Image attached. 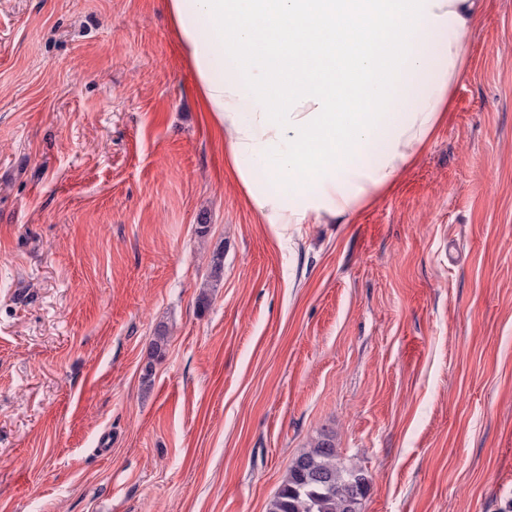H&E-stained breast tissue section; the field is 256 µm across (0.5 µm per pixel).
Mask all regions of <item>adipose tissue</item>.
I'll list each match as a JSON object with an SVG mask.
<instances>
[{
    "instance_id": "1",
    "label": "adipose tissue",
    "mask_w": 512,
    "mask_h": 512,
    "mask_svg": "<svg viewBox=\"0 0 512 512\" xmlns=\"http://www.w3.org/2000/svg\"><path fill=\"white\" fill-rule=\"evenodd\" d=\"M226 162L265 223L346 220L448 108L479 0H165Z\"/></svg>"
}]
</instances>
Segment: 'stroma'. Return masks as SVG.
<instances>
[{"label":"stroma","instance_id":"stroma-1","mask_svg":"<svg viewBox=\"0 0 512 512\" xmlns=\"http://www.w3.org/2000/svg\"><path fill=\"white\" fill-rule=\"evenodd\" d=\"M484 4L394 185L282 225L164 0H0V512H267L325 431L362 512H512V0Z\"/></svg>","mask_w":512,"mask_h":512}]
</instances>
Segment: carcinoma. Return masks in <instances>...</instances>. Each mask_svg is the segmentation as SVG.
<instances>
[{
  "label": "carcinoma",
  "mask_w": 512,
  "mask_h": 512,
  "mask_svg": "<svg viewBox=\"0 0 512 512\" xmlns=\"http://www.w3.org/2000/svg\"><path fill=\"white\" fill-rule=\"evenodd\" d=\"M369 488L368 472L341 464L332 437L322 433L293 460L269 512H361Z\"/></svg>",
  "instance_id": "carcinoma-1"
}]
</instances>
